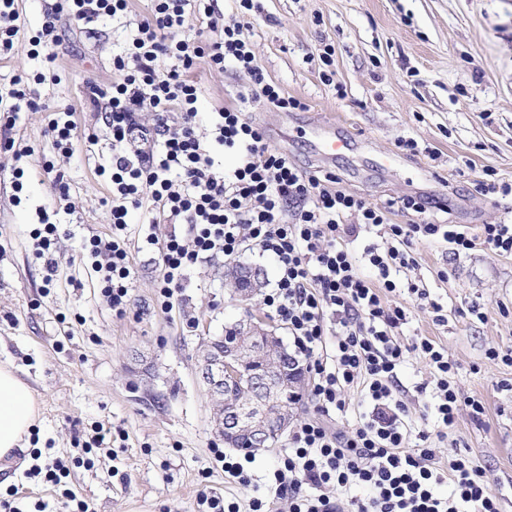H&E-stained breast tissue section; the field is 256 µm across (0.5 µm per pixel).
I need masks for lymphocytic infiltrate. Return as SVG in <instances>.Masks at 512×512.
<instances>
[{
	"label": "lymphocytic infiltrate",
	"instance_id": "obj_1",
	"mask_svg": "<svg viewBox=\"0 0 512 512\" xmlns=\"http://www.w3.org/2000/svg\"><path fill=\"white\" fill-rule=\"evenodd\" d=\"M190 2L150 0L126 49L112 59L117 80L107 87L86 85V102L112 137V153L97 167L112 186L111 231L83 245L103 297L119 314L130 305L127 216L133 209L146 206L169 223L187 226L165 239L149 234L140 242L156 254L157 293L167 304L181 292L187 271L204 259L235 256L248 243L259 246L278 262L276 286L263 303L287 325L313 376L315 414L296 425L288 452L268 476L289 512H500L498 498L487 491L485 470L457 450L440 458L431 443L432 437H445L461 413L483 423L484 404L452 384L454 365L434 340L400 341L410 309L388 303L386 296L397 288L395 274L418 265L413 241L441 240L460 255L480 240L512 256V224H484L475 235L461 224L427 220V212L441 206L432 198L367 204L340 189L335 173H303L286 152L270 148L261 129L236 108L217 112L210 136L200 134L201 90L190 73L202 59L217 71L230 65L251 73L247 98L286 112L303 104L266 80L255 63L245 35L259 9L254 0H239V19L229 25L218 0H206V27L192 34L185 27ZM127 9L128 0H55L37 34L27 36L15 0H0V57L24 46L54 63L61 16L91 30ZM162 59L170 62L163 71ZM13 84L0 96V151L6 153L16 149L11 132L22 109L39 106L27 80L18 76ZM146 110L152 123L141 119ZM224 150L241 158L229 173L215 165L216 152ZM395 211L411 214L410 223H390ZM353 214L357 223H345ZM381 226L391 245L383 252L367 248L368 262L378 272L372 282L359 273L341 241ZM413 352L433 371L434 435L415 429L397 380ZM354 392L368 411L350 429L332 428L334 415L345 412Z\"/></svg>",
	"mask_w": 512,
	"mask_h": 512
}]
</instances>
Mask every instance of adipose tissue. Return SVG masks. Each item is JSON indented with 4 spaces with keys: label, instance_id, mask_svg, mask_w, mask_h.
Returning a JSON list of instances; mask_svg holds the SVG:
<instances>
[{
    "label": "adipose tissue",
    "instance_id": "obj_1",
    "mask_svg": "<svg viewBox=\"0 0 512 512\" xmlns=\"http://www.w3.org/2000/svg\"><path fill=\"white\" fill-rule=\"evenodd\" d=\"M38 406L30 388L0 365V459L11 457L35 423Z\"/></svg>",
    "mask_w": 512,
    "mask_h": 512
}]
</instances>
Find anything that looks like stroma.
Here are the masks:
<instances>
[{
	"instance_id": "1",
	"label": "stroma",
	"mask_w": 512,
	"mask_h": 512,
	"mask_svg": "<svg viewBox=\"0 0 512 512\" xmlns=\"http://www.w3.org/2000/svg\"><path fill=\"white\" fill-rule=\"evenodd\" d=\"M248 37L266 79L305 103L304 111L281 112L261 101L241 105L245 117L302 169L332 171L342 188L376 205L389 198L430 195L447 204L430 219L477 227L512 216V194L484 193L485 172L496 184H512V0H260ZM146 0H130L126 16L105 19L89 33L61 21L54 66L18 49L0 60V92L15 75L39 78L41 107L22 114L13 136L34 149L14 160L0 153V364L12 367L31 389L38 416L11 458L0 460V502L18 512H61L62 489L87 501L94 512H205L206 492L238 503L248 512L251 498L268 500L271 512L288 504L271 497L268 473L289 448L290 437L246 454L226 447L210 425L211 398L198 374L203 339L223 335L245 311L273 321L262 298L251 308L235 300L224 282L227 258L203 260L188 271L171 307L155 292L150 253L134 254L131 305L124 315L107 306L98 280L83 256L90 236L108 233V182L96 167L112 152L99 135L87 140L96 120L85 105V84L112 82V58L121 53L129 23L143 14ZM334 49L332 66L320 54ZM332 82H324V69ZM201 87L197 126L210 131V116L236 102L251 85L245 71L212 70L199 64ZM346 97H338L337 87ZM75 109L73 153L57 158L45 137L49 112ZM339 121L359 141L343 156L323 159L308 125ZM414 139L416 152L400 147ZM21 167V191L12 170ZM70 187L60 200L56 172ZM58 226L59 267L45 282L43 262L33 253L31 233L40 210ZM418 266L397 275L391 301L409 304L406 280L421 282L442 305L444 319L413 308L400 335L437 341L457 367L462 394L486 407L483 425L460 416L443 441L473 457L489 478L502 512H512V367L487 359L488 349L512 348V257L476 243L458 256L447 243L415 246ZM479 315H472V308ZM280 336L288 330L273 321ZM408 391L414 423L431 428V369L410 355L398 371ZM111 434L99 448L90 442L97 428ZM246 463L249 487L228 482L215 452ZM61 459L69 468L65 487L31 476L30 470Z\"/></svg>"
}]
</instances>
